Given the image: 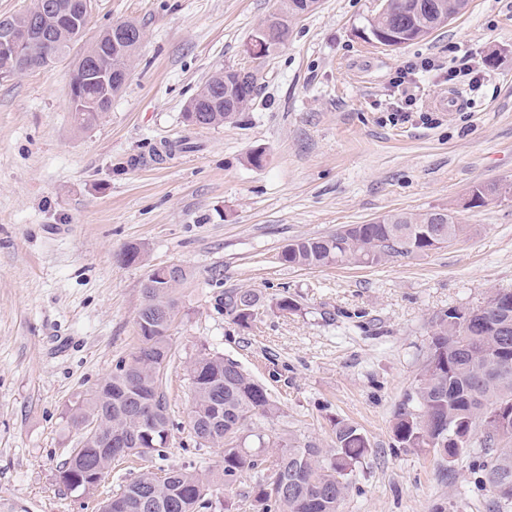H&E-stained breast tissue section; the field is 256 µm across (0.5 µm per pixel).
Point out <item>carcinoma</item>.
<instances>
[{
  "instance_id": "obj_1",
  "label": "carcinoma",
  "mask_w": 512,
  "mask_h": 512,
  "mask_svg": "<svg viewBox=\"0 0 512 512\" xmlns=\"http://www.w3.org/2000/svg\"><path fill=\"white\" fill-rule=\"evenodd\" d=\"M387 8L370 21V33L394 35L398 45L425 39L448 23V16L465 11L468 0H387ZM54 8L36 16L25 11L11 16V41L24 45L31 26L39 25L53 36L51 44L32 48L15 61L11 73L41 69L70 56L84 32L65 25L63 16L79 21L89 16L91 0H52ZM308 7L304 0H282L252 34L255 56L264 58L285 45L293 32L292 15ZM141 40H127L122 49L112 47L111 28L97 35L76 59L70 80L77 102L74 122L81 127L96 122L109 110L112 96L123 85L106 84L129 64ZM256 78L239 82L211 76L191 98L200 112H184L194 127L220 126L233 119L224 99L241 111L254 97ZM466 225L450 209L393 212L372 224H347L335 233L297 239L279 254L282 264L316 268L329 264L373 265L398 256L426 254L463 235ZM190 277L180 265L146 276L144 301L137 314L139 346L129 359L118 361L112 374L79 398L70 409L73 427L95 424V434L80 433L82 451L69 456L59 470L64 485L77 479L89 483L92 473L112 466L111 440L125 442L127 455H162L167 445L169 417L163 376L172 359L169 329L175 314V290ZM498 301L493 323L507 324L508 335L479 323L463 330L467 308L454 307L442 314L429 336L428 352L413 392L401 404L393 427L402 448H431L443 462L474 449L471 469L477 483L490 493L489 512H508L498 489L512 488V292L491 291ZM263 296L251 288L224 290V310L247 324L261 306ZM188 372L194 393L188 415L195 437L207 434L211 446L222 449L221 486L228 492L251 471L264 472L253 487L257 512H340L349 483L347 476L369 452L366 436L354 424H334V447L324 450L312 441L279 433H245L256 417L271 418L279 407L268 390L218 353L200 352ZM153 414L155 430L143 433L138 417ZM119 506L102 512H233L234 502L221 498L215 484L190 466L166 470V479L145 470L126 486Z\"/></svg>"
}]
</instances>
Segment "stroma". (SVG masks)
I'll list each match as a JSON object with an SVG mask.
<instances>
[{"label": "stroma", "mask_w": 512, "mask_h": 512, "mask_svg": "<svg viewBox=\"0 0 512 512\" xmlns=\"http://www.w3.org/2000/svg\"><path fill=\"white\" fill-rule=\"evenodd\" d=\"M279 0H92L95 36L135 21L144 38L123 90L91 127L67 108L72 59L0 76V502L17 512H100L141 471L193 465L211 476L221 451L188 424L187 367L223 354L280 408L253 419L331 448L343 419L371 453L350 477L342 512H487L470 458L443 465L398 447L395 414L417 382L436 319L512 290V198L468 210L478 185L512 183V0H469L427 39L375 42L379 0H320L284 47L246 46ZM471 55L483 84L455 115L431 109L454 60ZM416 109L392 116L395 72L421 59ZM246 68L252 102L219 127L186 125L188 101L213 74ZM192 150L153 160L161 141ZM263 151L262 167L249 155ZM455 209L467 231L424 255L372 266L283 265L280 251L395 211ZM141 251L125 264L127 247ZM179 264L164 373L170 419L163 455L113 466L93 492L68 491L58 471L77 439L70 407L139 344L142 282ZM266 301L249 326L224 311V291ZM284 296L298 308L284 313Z\"/></svg>", "instance_id": "obj_1"}]
</instances>
